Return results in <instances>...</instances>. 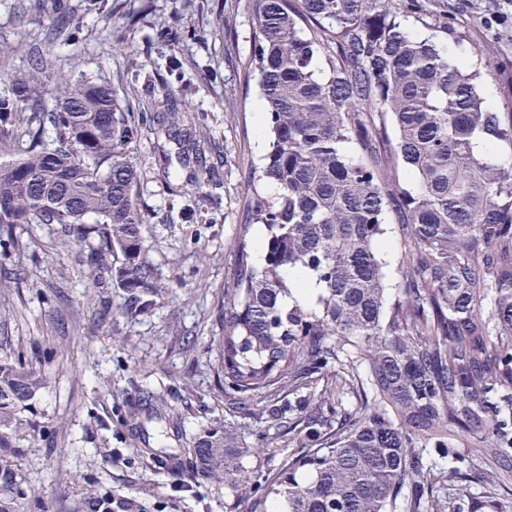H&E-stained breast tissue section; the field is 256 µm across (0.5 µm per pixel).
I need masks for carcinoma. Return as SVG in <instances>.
Instances as JSON below:
<instances>
[{"mask_svg":"<svg viewBox=\"0 0 512 512\" xmlns=\"http://www.w3.org/2000/svg\"><path fill=\"white\" fill-rule=\"evenodd\" d=\"M255 77L270 132L248 190L240 257L224 282V394L278 399L256 413L306 446L273 475L248 470L229 430L196 442L199 476L237 487L245 512H475L512 485V67L494 47L453 52L463 26L427 0H249ZM414 19L429 35L410 30ZM51 64L0 94V238L51 224L86 243V278L108 275L145 312L160 288L147 256L128 150L141 137L112 87L52 74L57 108L33 92ZM485 152L474 150L477 138ZM254 224L262 262L246 251ZM402 261L384 284L382 246ZM290 270L314 282L294 295ZM40 372L0 356V448L36 431ZM0 512L20 474L0 472ZM454 487L442 502L439 492ZM70 512H112L105 494Z\"/></svg>","mask_w":512,"mask_h":512,"instance_id":"cac0c4a2","label":"carcinoma"}]
</instances>
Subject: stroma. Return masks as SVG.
<instances>
[{
    "label": "stroma",
    "mask_w": 512,
    "mask_h": 512,
    "mask_svg": "<svg viewBox=\"0 0 512 512\" xmlns=\"http://www.w3.org/2000/svg\"><path fill=\"white\" fill-rule=\"evenodd\" d=\"M471 37L465 55L489 44L512 65V0H451ZM0 0V60L9 72L31 67L19 38L68 70L110 82L131 120L146 121L130 152L139 179L146 254L161 288L144 313L126 311L119 288L93 287L81 246L46 224L17 225L0 241V267L17 280L0 306V356L22 354L44 385L36 407L40 436L19 459L20 512H65L69 496L108 491L112 512H241L224 483L189 480L169 462L191 465L193 443L209 428L234 429L247 468L277 471L288 436L224 399L215 336L221 292L237 263L243 204L269 138L244 78L255 24L248 0ZM69 27L44 33L56 13ZM185 112L184 132L206 170L179 158L177 141L155 123ZM24 263H17L18 252ZM110 310L99 322L101 307Z\"/></svg>",
    "instance_id": "1"
}]
</instances>
